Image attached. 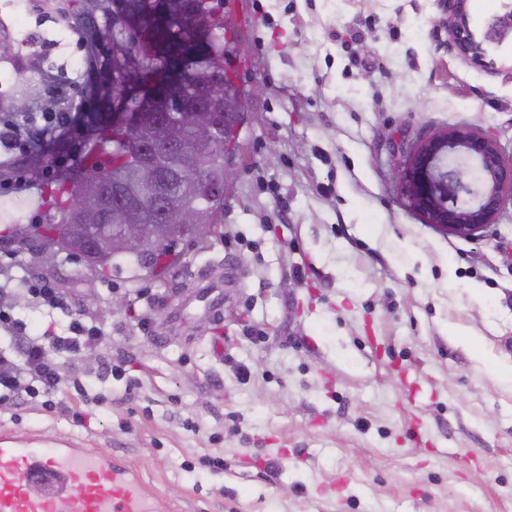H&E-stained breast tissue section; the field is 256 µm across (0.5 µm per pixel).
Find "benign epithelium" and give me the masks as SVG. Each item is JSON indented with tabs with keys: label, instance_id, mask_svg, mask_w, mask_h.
Masks as SVG:
<instances>
[{
	"label": "benign epithelium",
	"instance_id": "7a95c632",
	"mask_svg": "<svg viewBox=\"0 0 512 512\" xmlns=\"http://www.w3.org/2000/svg\"><path fill=\"white\" fill-rule=\"evenodd\" d=\"M469 0H443L447 17L443 28L448 35V47L463 60L478 66L493 65L489 50L505 43L512 44V0H503L501 10L485 18L480 32L471 27ZM112 22L124 28L129 41L137 43L132 50L112 57V82H122L121 75H142L136 62L144 57H156L163 52L140 29L132 13L130 0H113ZM123 103L115 102L113 119H124L127 138L140 145L144 152L173 137V125L163 112H147L148 105L139 104L132 112H123ZM186 120L196 128V136L179 140L178 146L189 155L201 149L213 126L210 113L196 106L183 107ZM396 190L400 202L420 214L424 223L444 234L478 239L495 222L506 201H512V158L503 156L496 137L467 125L446 126L403 151L397 165ZM114 214L121 223L114 225L115 239L128 250L140 253L150 249L154 232L163 224H143L140 213L119 200ZM188 228L192 239L200 241L213 225L196 223L190 210L179 212L174 229ZM86 225L72 228L69 249L80 255L94 252L100 240L85 232Z\"/></svg>",
	"mask_w": 512,
	"mask_h": 512
}]
</instances>
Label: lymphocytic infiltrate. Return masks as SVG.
Instances as JSON below:
<instances>
[{
  "label": "lymphocytic infiltrate",
  "mask_w": 512,
  "mask_h": 512,
  "mask_svg": "<svg viewBox=\"0 0 512 512\" xmlns=\"http://www.w3.org/2000/svg\"><path fill=\"white\" fill-rule=\"evenodd\" d=\"M75 117L68 112H35L24 123L11 114L0 115V149L11 167H23L33 144L51 133H67ZM24 282L35 305L47 317L65 316L64 328L47 326L42 334H28L25 324L13 314L12 288ZM0 334L14 341L18 349L9 354L0 351V404L43 397L46 410H53L54 394L59 389V361L92 352L104 339L101 329L84 314L74 312L65 295L49 282L32 278L20 270L11 254L0 255Z\"/></svg>",
  "instance_id": "f902f5d3"
}]
</instances>
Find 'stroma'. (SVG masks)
Returning <instances> with one entry per match:
<instances>
[{"label":"stroma","mask_w":512,"mask_h":512,"mask_svg":"<svg viewBox=\"0 0 512 512\" xmlns=\"http://www.w3.org/2000/svg\"><path fill=\"white\" fill-rule=\"evenodd\" d=\"M225 2L247 107L203 243L162 281L108 277L40 261L0 222V250L106 332L95 359L63 366L53 410L0 408V434L112 454L159 512H512V206L481 240L450 236L394 179L402 145L446 126L512 155V47L489 70L458 58L442 0ZM64 10L89 15L95 56L77 34L52 46ZM19 12L23 57L84 60L77 131L0 186L10 220L41 224L45 190L82 172L88 134L112 121L94 92L128 35L94 0H0V19Z\"/></svg>","instance_id":"stroma-1"}]
</instances>
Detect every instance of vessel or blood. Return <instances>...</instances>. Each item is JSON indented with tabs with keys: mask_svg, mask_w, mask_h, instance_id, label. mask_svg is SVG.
Returning <instances> with one entry per match:
<instances>
[{
	"mask_svg": "<svg viewBox=\"0 0 512 512\" xmlns=\"http://www.w3.org/2000/svg\"><path fill=\"white\" fill-rule=\"evenodd\" d=\"M43 485L40 494L29 483ZM0 512H157L138 475L66 438L24 445L0 437Z\"/></svg>",
	"mask_w": 512,
	"mask_h": 512,
	"instance_id": "1",
	"label": "vessel or blood"
}]
</instances>
